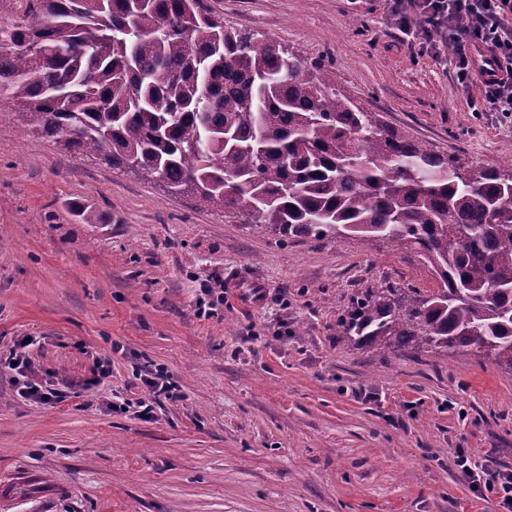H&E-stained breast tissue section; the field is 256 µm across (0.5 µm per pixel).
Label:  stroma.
Wrapping results in <instances>:
<instances>
[{
  "instance_id": "stroma-1",
  "label": "stroma",
  "mask_w": 512,
  "mask_h": 512,
  "mask_svg": "<svg viewBox=\"0 0 512 512\" xmlns=\"http://www.w3.org/2000/svg\"><path fill=\"white\" fill-rule=\"evenodd\" d=\"M228 28L324 64L329 83L441 154L506 167L512 115L479 112L384 0H207ZM0 123V356L27 336L56 407L0 374V512H494L454 464L512 469V370L368 348L336 322L379 288L436 286L385 244L283 236L157 179L65 153L10 100ZM91 207L99 223L69 209ZM224 308L198 316L202 288ZM112 375L87 389L93 359ZM165 368L152 418L109 410Z\"/></svg>"
}]
</instances>
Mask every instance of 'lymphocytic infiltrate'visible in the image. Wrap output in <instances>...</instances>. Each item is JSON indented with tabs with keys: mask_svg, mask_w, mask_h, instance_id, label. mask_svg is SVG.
Instances as JSON below:
<instances>
[{
	"mask_svg": "<svg viewBox=\"0 0 512 512\" xmlns=\"http://www.w3.org/2000/svg\"><path fill=\"white\" fill-rule=\"evenodd\" d=\"M392 26L409 38L424 39V50L440 59L445 46L453 48L457 81L470 87L481 83L485 111L512 114V0H389ZM5 367L15 374L21 398L55 406L63 395L38 381L23 351H12ZM455 464L473 491L497 494L500 512H512V470L474 467L470 456L458 452Z\"/></svg>",
	"mask_w": 512,
	"mask_h": 512,
	"instance_id": "obj_1",
	"label": "lymphocytic infiltrate"
}]
</instances>
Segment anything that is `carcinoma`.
I'll list each match as a JSON object with an SVG mask.
<instances>
[{
	"instance_id": "1",
	"label": "carcinoma",
	"mask_w": 512,
	"mask_h": 512,
	"mask_svg": "<svg viewBox=\"0 0 512 512\" xmlns=\"http://www.w3.org/2000/svg\"><path fill=\"white\" fill-rule=\"evenodd\" d=\"M15 2L0 26V97L30 132L283 236L411 250L437 287L358 299L337 335L512 370V166L398 133L329 86L321 64L224 29L206 0Z\"/></svg>"
}]
</instances>
